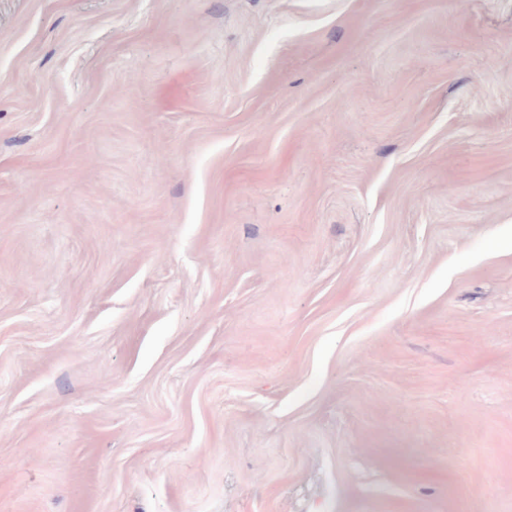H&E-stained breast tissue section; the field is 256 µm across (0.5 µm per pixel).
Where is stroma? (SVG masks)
Returning a JSON list of instances; mask_svg holds the SVG:
<instances>
[{
	"instance_id": "35a3bbf8",
	"label": "stroma",
	"mask_w": 512,
	"mask_h": 512,
	"mask_svg": "<svg viewBox=\"0 0 512 512\" xmlns=\"http://www.w3.org/2000/svg\"><path fill=\"white\" fill-rule=\"evenodd\" d=\"M0 512H512V0H0Z\"/></svg>"
}]
</instances>
